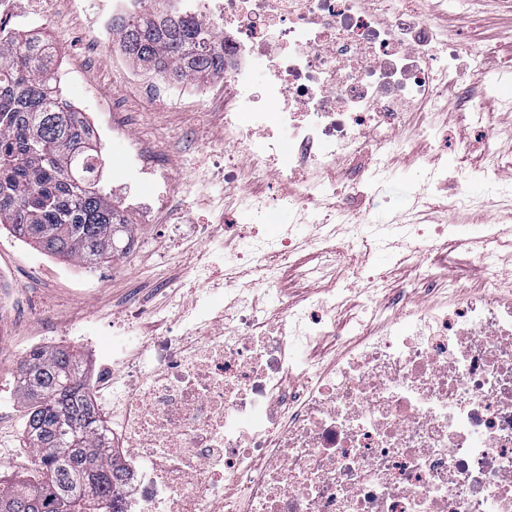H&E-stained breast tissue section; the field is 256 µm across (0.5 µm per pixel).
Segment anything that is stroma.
Instances as JSON below:
<instances>
[{
	"label": "stroma",
	"mask_w": 512,
	"mask_h": 512,
	"mask_svg": "<svg viewBox=\"0 0 512 512\" xmlns=\"http://www.w3.org/2000/svg\"><path fill=\"white\" fill-rule=\"evenodd\" d=\"M41 12L50 16L39 34L50 47L57 64L60 88L75 94V106L89 121L104 130L112 128V112H125L131 133L146 147L163 155L172 170L202 160L224 147V114L214 101L217 85L213 79L190 80L182 97L172 100H148L134 81L140 74L138 63L116 58L103 49L94 48L81 14L70 7V0H41ZM434 25L455 39L460 48L461 70L458 83L448 89V109L431 107L414 109L400 136L402 151L392 154L391 167L398 178L382 192L366 198L364 209L394 218L404 216L416 224H444L446 211L427 204L409 211L406 196L412 183L418 182L420 167L432 166L439 155L438 144L424 136L423 128L435 126L448 132V141L467 151L470 165L481 162L478 131L500 124L512 104L506 102V89L498 80L503 71H512V0H444L441 11L433 15ZM480 77L486 87L484 96L462 100L461 86ZM105 159L101 186L112 192L114 203L132 199L134 193L162 200L167 190L162 186L135 183L119 153L103 144ZM234 193L213 192L208 199L196 200L184 223L207 218L223 228L224 248L232 250L237 236L234 229L224 228L223 214L233 212ZM130 223L137 226V238L143 241L148 259L119 258L93 266L79 265L58 257L44 255L35 247L18 241L0 227V267L9 280L0 286V336L8 341L0 350V454H14L13 462L0 465V475L31 479L36 471L34 457L22 456L25 448L23 418L28 411L14 389L18 360L31 347L44 345L41 323L25 318L26 310L37 302L50 304V318L56 325L72 321L88 323L93 345L83 346L87 376H94L100 366L97 347L112 345L113 330L126 316L132 293H139L148 311L140 321L142 335L165 332V318L171 314L169 283H181L182 293L194 288L186 278L185 268L200 242L170 240V229L163 216L142 223L136 209H128ZM367 267L384 282L383 290L367 295L354 286L351 273L337 267L331 281L343 290L344 298L332 320L335 335L319 337L307 350L309 359L328 358L339 336H350L352 328L363 320L372 306H386L393 295L410 292L414 302H421L429 278H453L469 291L488 286L491 267L478 255L456 241L441 243L428 253L424 262L415 265L397 256L372 257Z\"/></svg>",
	"instance_id": "1"
}]
</instances>
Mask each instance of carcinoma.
I'll return each instance as SVG.
<instances>
[{"label":"carcinoma","mask_w":512,"mask_h":512,"mask_svg":"<svg viewBox=\"0 0 512 512\" xmlns=\"http://www.w3.org/2000/svg\"><path fill=\"white\" fill-rule=\"evenodd\" d=\"M116 47L173 82L224 69V36L189 13L148 0L119 25ZM100 157L83 113L66 109L46 43L0 26V224L46 254L93 265L119 251L129 224L101 188ZM17 395L41 480L0 482V512H121L123 468L87 392L74 348H34L18 362Z\"/></svg>","instance_id":"1"}]
</instances>
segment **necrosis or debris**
<instances>
[{
  "label": "necrosis or debris",
  "mask_w": 512,
  "mask_h": 512,
  "mask_svg": "<svg viewBox=\"0 0 512 512\" xmlns=\"http://www.w3.org/2000/svg\"><path fill=\"white\" fill-rule=\"evenodd\" d=\"M394 0H184L224 29V161L209 179L241 195L239 247L223 267L196 257L192 305L175 304L166 333L145 338V315L127 313L119 345L92 383L126 453L114 493L123 512H512V277L470 295L456 283L423 305L402 302L377 327L344 340L337 357L302 354L329 321L310 307L264 316L297 243L315 264L365 275L377 250L405 245L423 262L453 224L424 229L356 214L361 196H338L333 172L363 152L402 146L407 112L444 98L459 68L456 43ZM140 0H103L86 25L114 49L115 23ZM264 63L255 83L252 67ZM112 141L142 182L195 186L197 168L173 172L120 118ZM496 153L477 169L440 165L446 210H485L475 180L497 184ZM298 217L268 237L275 209ZM473 223L480 257L512 248L503 225Z\"/></svg>",
  "instance_id": "4bbe7bcc"
}]
</instances>
